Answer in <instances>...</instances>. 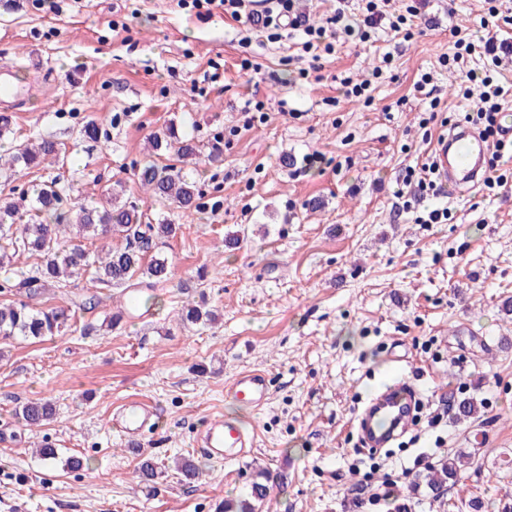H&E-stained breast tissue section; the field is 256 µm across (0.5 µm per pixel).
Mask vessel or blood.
<instances>
[{"instance_id": "obj_1", "label": "vessel or blood", "mask_w": 512, "mask_h": 512, "mask_svg": "<svg viewBox=\"0 0 512 512\" xmlns=\"http://www.w3.org/2000/svg\"><path fill=\"white\" fill-rule=\"evenodd\" d=\"M489 153V143L478 133L453 128L433 141L430 163L443 188L457 193L467 192L486 179ZM227 393L251 407H262L268 400L265 372L255 369L240 373L230 384ZM416 397L414 386L407 380L398 379L387 384L355 417L364 444L370 448L387 447L398 429L402 428ZM153 415L150 405L131 399L113 416L112 425L124 436L132 438L145 428ZM198 446L208 456L233 461L251 454L254 437L238 420L214 417L208 420Z\"/></svg>"}]
</instances>
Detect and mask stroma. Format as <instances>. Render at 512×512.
<instances>
[{
    "mask_svg": "<svg viewBox=\"0 0 512 512\" xmlns=\"http://www.w3.org/2000/svg\"><path fill=\"white\" fill-rule=\"evenodd\" d=\"M57 3L53 15L39 0H0V66L29 88L0 113L18 141L50 137L68 155L34 179H60L77 198L119 179L125 200L140 202L134 165L172 124L201 144L207 195L203 210L168 213L181 229L150 319L99 335L122 292L80 275L34 305L77 311L87 331L0 349V512H216L262 469L274 485L263 512H471L473 500L500 512L511 503L512 185L427 194L407 208L395 196L433 140L475 108L458 93L461 71L439 59L454 53L455 32L479 30L484 0H391L390 12L414 15L407 36L383 25L365 42L342 35L317 60L303 32L271 40L179 0ZM426 72L434 109L414 90ZM345 81L368 83L366 97H344ZM90 119L100 142L78 136ZM433 209L448 210V223H423ZM233 235L238 246L225 247ZM90 292L99 304L88 312ZM202 296L218 323L184 328L178 309ZM393 347L406 356L398 369L387 362ZM249 369L269 377L258 409L226 396ZM396 378L428 410L452 393L479 407L434 427L419 420L399 449L368 451L352 420ZM132 398L158 417L134 445L111 425ZM40 399L53 402V419L24 428L15 408ZM214 416L254 433L250 457L224 463L199 452ZM42 440L60 450L54 469L32 453ZM420 453L472 464L435 502L411 484ZM71 457L83 468L71 469ZM145 457L166 466L148 486L132 477ZM180 457L202 467L194 486L176 478Z\"/></svg>",
    "mask_w": 512,
    "mask_h": 512,
    "instance_id": "stroma-1",
    "label": "stroma"
}]
</instances>
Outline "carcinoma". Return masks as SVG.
<instances>
[{
    "instance_id": "1",
    "label": "carcinoma",
    "mask_w": 512,
    "mask_h": 512,
    "mask_svg": "<svg viewBox=\"0 0 512 512\" xmlns=\"http://www.w3.org/2000/svg\"><path fill=\"white\" fill-rule=\"evenodd\" d=\"M154 151H172L180 165H158L146 160L135 165V176L146 198L168 208L197 210L204 206L205 192L187 169L188 161L199 155L194 136L181 137L169 131L154 135ZM60 143L42 138L26 140L11 146L4 165L12 174H29V170L48 160L57 161ZM17 199L0 206V272L5 281L17 277V292L33 300L49 287L62 288L78 274H90V281L100 288H154L169 281L172 270L168 257L162 253L167 241L176 236L179 225L167 217L153 224L145 220L138 204L121 201L120 193H111L108 205L93 200L74 201L68 188L57 180L39 183H21L12 188ZM101 236L106 243L92 253L82 241ZM121 239L122 246L112 248V238ZM30 254L39 257L33 270L18 276L11 273L16 256ZM180 321L191 325L208 326L217 314L207 308L206 300L187 302L178 312ZM76 324V313L55 306L34 308L25 301L0 304V342L20 337L24 340H44L59 336ZM19 422L29 428L39 427L54 415L49 401L29 402L15 412ZM35 454L47 468L56 467L58 449L41 441ZM463 457H443L425 467L418 479L424 482L435 498L442 497L448 488L456 485L461 476ZM178 477L184 483H193L200 477L198 465L183 460L177 466ZM137 478L152 481L160 471L151 458L142 460ZM264 481H254L242 498L227 499L219 512H260L269 496V474Z\"/></svg>"
}]
</instances>
